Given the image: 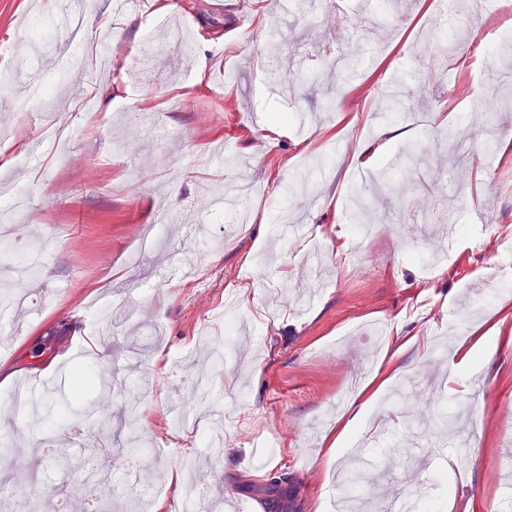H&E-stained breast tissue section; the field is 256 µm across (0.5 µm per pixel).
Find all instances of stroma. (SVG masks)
Returning a JSON list of instances; mask_svg holds the SVG:
<instances>
[{
	"label": "stroma",
	"instance_id": "1",
	"mask_svg": "<svg viewBox=\"0 0 512 512\" xmlns=\"http://www.w3.org/2000/svg\"><path fill=\"white\" fill-rule=\"evenodd\" d=\"M114 0H0V205L16 191L28 201L0 248V293L26 295L23 316L0 315V512H144L158 491L182 512L172 476L193 479L209 499L231 494L268 512L255 491L288 471L302 512H332L341 494L345 442L336 422L359 413L356 438L371 478L389 474L409 504L439 512H512L495 479L512 465V30L494 53L471 48L486 0H459L462 23L416 54L431 0H398L376 25V0H346L335 36L321 25L330 0H155L119 11ZM79 6L92 40L124 45L110 77H85L82 48L59 51L61 26ZM307 29L287 58L292 93L259 80L270 29ZM190 36L191 54L174 42ZM161 48L135 58L144 39ZM348 48L352 74L331 73L325 42ZM417 59L408 85L436 111L427 130L410 114L381 112L380 88L400 60ZM468 70L473 96L449 101L454 76ZM51 88L27 98L32 79ZM495 109L474 112L476 101ZM28 99V98H27ZM473 125L465 151L447 128ZM382 148V167L421 186L428 206L414 223L391 186L368 217L377 233L360 238L348 209L351 184L370 175L337 145ZM464 172L465 198L443 209L461 227L452 240L430 221L440 169ZM309 178L318 195L286 196ZM259 188L250 221L236 223L224 188ZM172 221L137 265L128 256L159 210ZM39 223H28L30 214ZM445 255L438 269L425 260ZM106 380L74 395L79 365ZM388 382L364 385L378 368ZM42 378L45 394L99 402L115 381L137 387L149 421L128 441L121 397L96 419L70 415L48 430L37 410L13 411L14 382ZM454 415L439 428L434 397ZM223 424L215 454L197 431ZM110 449L103 469L101 449ZM54 490L53 503L40 496Z\"/></svg>",
	"mask_w": 512,
	"mask_h": 512
}]
</instances>
